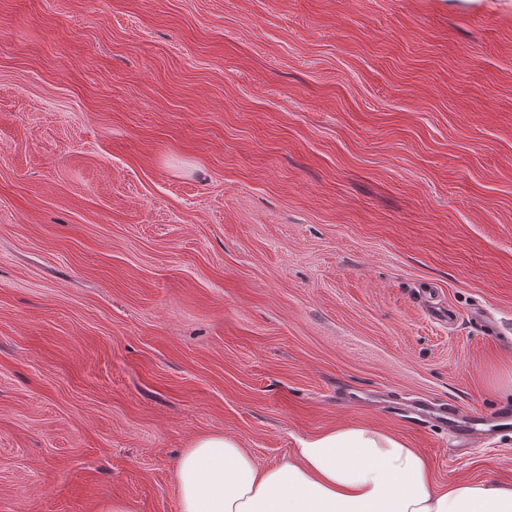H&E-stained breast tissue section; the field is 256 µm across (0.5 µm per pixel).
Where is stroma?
Wrapping results in <instances>:
<instances>
[{"label": "stroma", "instance_id": "obj_1", "mask_svg": "<svg viewBox=\"0 0 512 512\" xmlns=\"http://www.w3.org/2000/svg\"><path fill=\"white\" fill-rule=\"evenodd\" d=\"M418 401L512 411V0H0V512L344 423L512 482Z\"/></svg>", "mask_w": 512, "mask_h": 512}]
</instances>
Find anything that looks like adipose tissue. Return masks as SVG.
<instances>
[{
  "label": "adipose tissue",
  "instance_id": "1",
  "mask_svg": "<svg viewBox=\"0 0 512 512\" xmlns=\"http://www.w3.org/2000/svg\"><path fill=\"white\" fill-rule=\"evenodd\" d=\"M175 484L179 512H512V482L437 484L419 449L353 423L299 439L288 461L263 469L237 439L199 437Z\"/></svg>",
  "mask_w": 512,
  "mask_h": 512
}]
</instances>
